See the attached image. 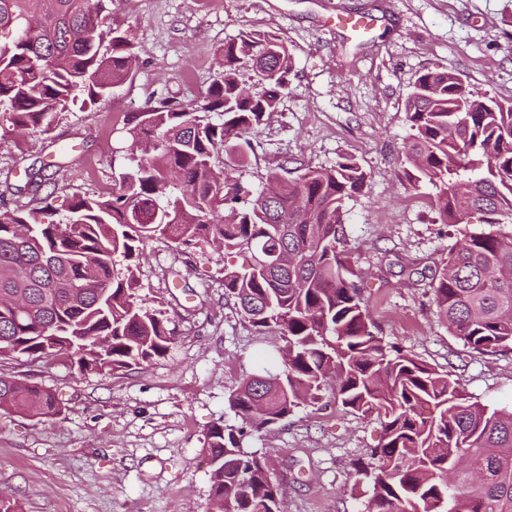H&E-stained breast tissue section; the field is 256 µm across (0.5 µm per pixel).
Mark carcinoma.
<instances>
[{
	"label": "carcinoma",
	"instance_id": "cac0c4a2",
	"mask_svg": "<svg viewBox=\"0 0 512 512\" xmlns=\"http://www.w3.org/2000/svg\"><path fill=\"white\" fill-rule=\"evenodd\" d=\"M102 0H0V112L42 130L77 101L95 109L130 75L134 46L99 24ZM260 90L247 96L243 70ZM293 56L272 33L224 43V66L200 109L164 98L126 119L136 167L106 197L0 211V356L66 355L116 370L164 355L167 318L137 301L146 244L219 240L224 295L257 333L286 342L277 370L260 366L229 395L236 425L213 427L210 512H284L283 496L245 438L315 404L334 386L341 405L378 420L383 443L356 469L365 512H512V410L469 400L446 372L377 335L353 280L344 207L366 171L353 159L298 180L270 173L275 200L241 197L232 170L247 135L288 91ZM405 157L436 190L445 224L474 213L488 230L465 236L433 286L438 315L480 354L512 350V101L477 95L459 76L427 72L405 102ZM248 253L249 266L235 265ZM126 261L117 266L116 257ZM53 389L0 375V410L53 418Z\"/></svg>",
	"mask_w": 512,
	"mask_h": 512
}]
</instances>
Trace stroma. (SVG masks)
<instances>
[{"label":"stroma","mask_w":512,"mask_h":512,"mask_svg":"<svg viewBox=\"0 0 512 512\" xmlns=\"http://www.w3.org/2000/svg\"><path fill=\"white\" fill-rule=\"evenodd\" d=\"M104 27L120 25L137 67L88 112L57 114L47 131L10 127L0 113V205L66 215L76 197L108 195L133 165L128 115L170 97L197 101L218 77L226 41L273 32L294 57L276 112L250 135L247 191L279 166L289 178L355 159L363 190L345 204V250L375 330L385 342L448 373L472 400L512 408V351L481 355L438 315L432 285L479 217L450 226L436 189L417 178L403 146L405 100L429 71L512 101V0H104ZM363 16L356 39L331 15ZM47 165L40 191L18 192ZM222 252L209 242H149L139 267L143 305L162 309L174 337L164 356L114 371L59 356L0 357V374L53 388L66 408L45 419L0 410V493L20 512H208L204 443L234 423L228 396L257 366L280 359L279 330L256 335L224 297ZM381 441L375 418L344 410L333 392L249 437L285 491V512H364L355 468Z\"/></svg>","instance_id":"stroma-1"}]
</instances>
